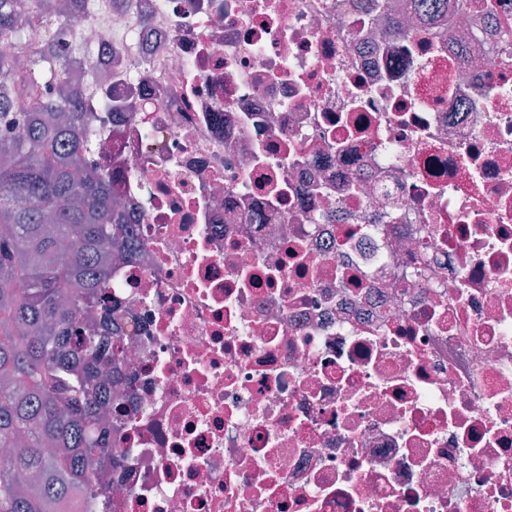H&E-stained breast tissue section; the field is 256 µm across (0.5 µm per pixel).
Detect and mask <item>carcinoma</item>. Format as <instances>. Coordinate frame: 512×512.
I'll list each match as a JSON object with an SVG mask.
<instances>
[{"label": "carcinoma", "instance_id": "1", "mask_svg": "<svg viewBox=\"0 0 512 512\" xmlns=\"http://www.w3.org/2000/svg\"><path fill=\"white\" fill-rule=\"evenodd\" d=\"M86 0H0V512H58L96 495L121 357L99 329L112 319L109 260L134 231L95 159L103 128L75 109L68 82L85 50L57 18ZM422 36L445 28L448 0H408Z\"/></svg>", "mask_w": 512, "mask_h": 512}]
</instances>
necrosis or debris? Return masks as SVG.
Here are the masks:
<instances>
[{"instance_id": "obj_1", "label": "necrosis or debris", "mask_w": 512, "mask_h": 512, "mask_svg": "<svg viewBox=\"0 0 512 512\" xmlns=\"http://www.w3.org/2000/svg\"><path fill=\"white\" fill-rule=\"evenodd\" d=\"M108 495L76 512H512V0H102ZM408 8L418 15L420 29L418 36H422L434 29H447L448 33H455L445 28L448 15V0H408Z\"/></svg>"}]
</instances>
